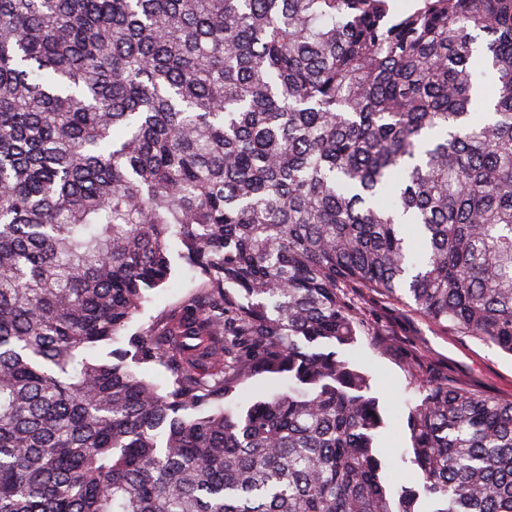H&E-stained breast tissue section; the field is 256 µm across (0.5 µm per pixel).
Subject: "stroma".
Listing matches in <instances>:
<instances>
[{
	"label": "stroma",
	"instance_id": "1",
	"mask_svg": "<svg viewBox=\"0 0 512 512\" xmlns=\"http://www.w3.org/2000/svg\"><path fill=\"white\" fill-rule=\"evenodd\" d=\"M199 278L181 259H174L168 288L151 291L150 300L132 322L131 331L148 325L161 311L178 302L197 287ZM388 335L373 342L362 339L358 360L370 377L373 396L388 422L389 431L378 440L387 473L411 470L409 435L402 414L417 397L408 353L429 359L436 377L473 389L500 400H512V356L491 348L470 336L434 330L428 321L404 304L385 307Z\"/></svg>",
	"mask_w": 512,
	"mask_h": 512
}]
</instances>
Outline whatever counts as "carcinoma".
I'll list each match as a JSON object with an SVG mask.
<instances>
[{
  "instance_id": "obj_1",
  "label": "carcinoma",
  "mask_w": 512,
  "mask_h": 512,
  "mask_svg": "<svg viewBox=\"0 0 512 512\" xmlns=\"http://www.w3.org/2000/svg\"><path fill=\"white\" fill-rule=\"evenodd\" d=\"M405 298L512 356V0H0V512H512V400L419 363L386 483ZM179 249V244L172 243L173 274L168 288L164 290L158 288L150 292V301L145 304L142 312L132 322L129 334L147 326L161 311L178 302L200 283L199 277L189 269L183 260L178 258Z\"/></svg>"
}]
</instances>
